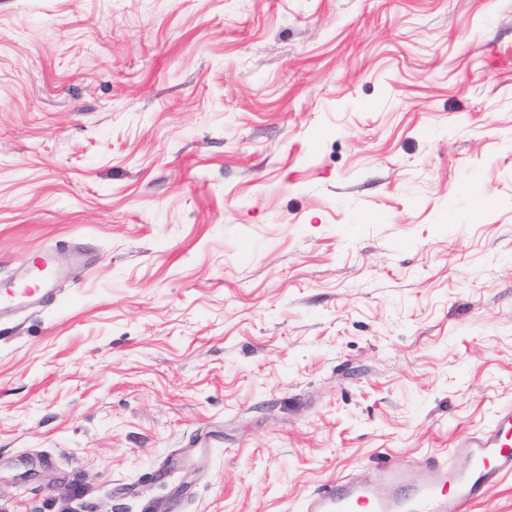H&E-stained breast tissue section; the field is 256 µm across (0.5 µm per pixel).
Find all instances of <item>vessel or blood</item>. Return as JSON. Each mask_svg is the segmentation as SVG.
<instances>
[{
	"instance_id": "obj_1",
	"label": "vessel or blood",
	"mask_w": 512,
	"mask_h": 512,
	"mask_svg": "<svg viewBox=\"0 0 512 512\" xmlns=\"http://www.w3.org/2000/svg\"><path fill=\"white\" fill-rule=\"evenodd\" d=\"M53 281L49 254L38 252L30 284H0V313L52 300ZM417 470L414 482L405 468L383 470V494L350 476L333 479L308 501L306 512H467L488 487L512 476V405L499 408L481 433L459 441L448 458H426Z\"/></svg>"
}]
</instances>
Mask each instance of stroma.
<instances>
[{
    "mask_svg": "<svg viewBox=\"0 0 512 512\" xmlns=\"http://www.w3.org/2000/svg\"><path fill=\"white\" fill-rule=\"evenodd\" d=\"M0 512H304L512 404V0H0ZM31 265V284H0V313L9 311L21 302L50 301L54 297L53 265L49 254L39 251Z\"/></svg>",
    "mask_w": 512,
    "mask_h": 512,
    "instance_id": "stroma-1",
    "label": "stroma"
}]
</instances>
